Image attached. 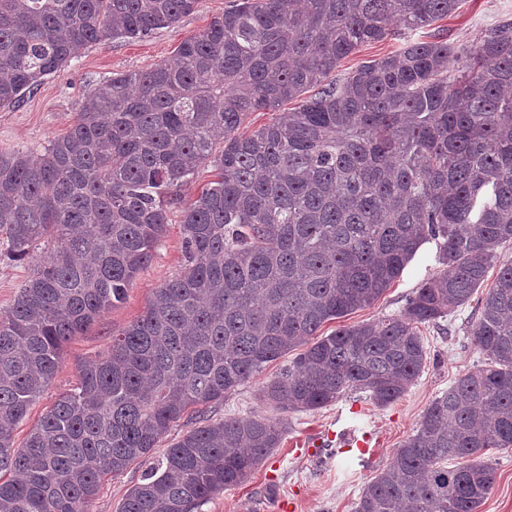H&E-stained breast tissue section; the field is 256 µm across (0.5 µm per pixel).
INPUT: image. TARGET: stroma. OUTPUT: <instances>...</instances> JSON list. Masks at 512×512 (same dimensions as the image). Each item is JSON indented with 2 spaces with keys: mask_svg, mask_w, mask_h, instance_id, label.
<instances>
[{
  "mask_svg": "<svg viewBox=\"0 0 512 512\" xmlns=\"http://www.w3.org/2000/svg\"><path fill=\"white\" fill-rule=\"evenodd\" d=\"M229 2L199 0L195 12L174 27L152 31L133 41L116 39L89 45L80 57L47 76L15 107L0 109V150L42 149L70 128L88 90L113 75L138 72L167 59L184 39L202 32L213 17L222 14ZM506 15L512 16V0H463L455 14L437 21L435 27L450 40L469 44ZM169 219L166 238L148 266L129 285L125 299L66 343L58 372L17 426L15 445L25 442L31 428L60 393L76 385L79 367L94 360L113 334L143 314L152 288L180 273L184 256L179 211L171 210ZM441 269L436 243H425L377 302L341 318L339 323L324 325V332H331L340 324L353 326L400 313L415 288ZM476 308V301H469L439 325L424 327L427 363L409 390L384 408L376 407L364 395L348 393L317 411H280L260 401L259 389L288 360L283 357L268 364L223 403L213 406L208 415L216 420L259 413L281 420L286 425L283 440L244 483L212 496L201 512H279L283 500L293 503L294 512H354L362 487L413 433L430 402L447 391L460 374L480 364L482 356L466 333ZM343 428L371 433L378 444L374 455L363 458L329 448L322 455L312 456L304 449V442L314 435ZM489 460L496 469V483L480 512H512V448L492 451ZM144 468V463L136 461L122 473L105 477L90 512H117Z\"/></svg>",
  "mask_w": 512,
  "mask_h": 512,
  "instance_id": "stroma-1",
  "label": "stroma"
}]
</instances>
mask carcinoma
Wrapping results in <instances>:
<instances>
[{"label":"carcinoma","instance_id":"carcinoma-1","mask_svg":"<svg viewBox=\"0 0 512 512\" xmlns=\"http://www.w3.org/2000/svg\"><path fill=\"white\" fill-rule=\"evenodd\" d=\"M199 0H0V108L110 39L175 26ZM462 0H237L154 67L84 97L44 150L0 151V235L16 261L46 244L0 312V512H87L100 483L185 415L296 356L262 401L313 411L348 392L378 407L426 364L421 328L467 304L484 364L434 399L361 490L355 512H479L512 448V20L471 45L407 39L342 78L361 45L454 14ZM270 122L239 133L246 117ZM212 168L190 199L182 188ZM181 208L185 265L79 368L14 447L63 344L122 302ZM443 271L400 314L324 335L374 304L419 248ZM285 427L205 421L133 485L119 512H195L245 481Z\"/></svg>","mask_w":512,"mask_h":512}]
</instances>
